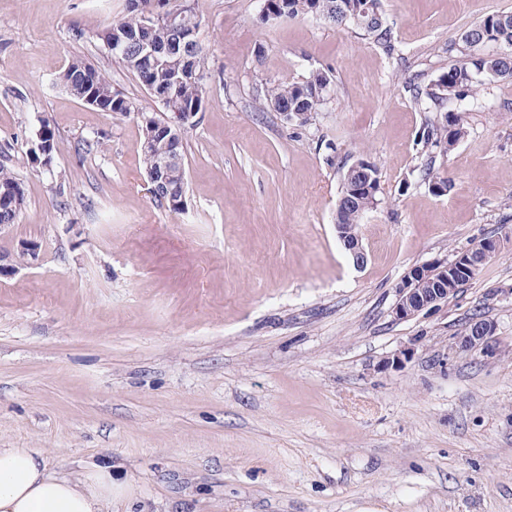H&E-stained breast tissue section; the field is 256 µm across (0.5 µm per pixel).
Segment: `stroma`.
I'll return each mask as SVG.
<instances>
[{
  "label": "stroma",
  "instance_id": "1",
  "mask_svg": "<svg viewBox=\"0 0 512 512\" xmlns=\"http://www.w3.org/2000/svg\"><path fill=\"white\" fill-rule=\"evenodd\" d=\"M195 6L208 90L174 213L146 191L139 117L55 83L82 56L161 113L89 34L127 0H0V145L26 195L0 253L41 246L0 276V448L111 466L112 512H512V81L464 100L442 195L418 176L430 115L408 92L512 0H383L390 55L351 28L260 24V0ZM316 69L334 85L308 124L261 110L255 82ZM44 121L48 171L27 157ZM82 139L102 146L77 158ZM360 159L381 192L358 269L334 224ZM483 238L497 255L446 307L395 320L410 269ZM475 313L500 355L455 348Z\"/></svg>",
  "mask_w": 512,
  "mask_h": 512
}]
</instances>
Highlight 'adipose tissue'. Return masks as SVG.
Here are the masks:
<instances>
[{
  "label": "adipose tissue",
  "mask_w": 512,
  "mask_h": 512,
  "mask_svg": "<svg viewBox=\"0 0 512 512\" xmlns=\"http://www.w3.org/2000/svg\"><path fill=\"white\" fill-rule=\"evenodd\" d=\"M123 486L111 466L49 470L39 448H0V512H112Z\"/></svg>",
  "instance_id": "obj_1"
}]
</instances>
